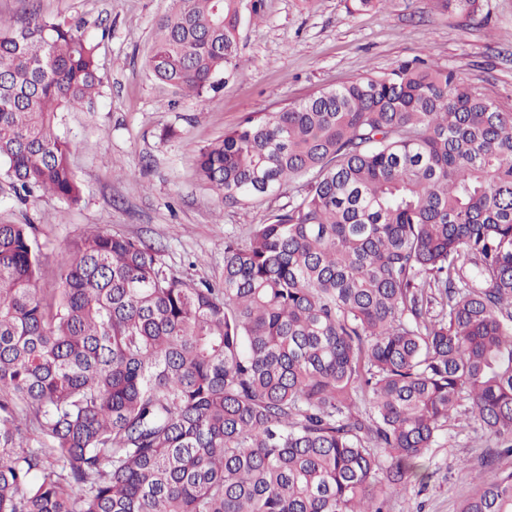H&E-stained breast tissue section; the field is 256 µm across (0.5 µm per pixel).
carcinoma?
Here are the masks:
<instances>
[{
	"label": "carcinoma",
	"mask_w": 512,
	"mask_h": 512,
	"mask_svg": "<svg viewBox=\"0 0 512 512\" xmlns=\"http://www.w3.org/2000/svg\"><path fill=\"white\" fill-rule=\"evenodd\" d=\"M172 2L145 66L203 99L256 3ZM97 50L78 23L0 17L18 198H82L54 124L93 109ZM197 172L226 205L305 180L224 240L214 282L94 226L46 291L33 225L0 222V512H384L462 411L483 471L458 512H512V112L402 62L246 116Z\"/></svg>",
	"instance_id": "carcinoma-1"
}]
</instances>
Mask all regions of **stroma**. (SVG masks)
I'll return each mask as SVG.
<instances>
[{"mask_svg":"<svg viewBox=\"0 0 512 512\" xmlns=\"http://www.w3.org/2000/svg\"><path fill=\"white\" fill-rule=\"evenodd\" d=\"M47 19L81 23L99 43L103 77L92 111L63 113L57 134L77 145L73 168L84 185L78 204L53 196L19 202L0 174V221L32 223L44 256L41 287L59 283L67 246L85 227L143 237L164 247L168 269L187 280L212 279L224 268V239H245L287 204L281 195L224 205L195 172L202 146L245 116L277 111L327 87L389 72L423 58L456 70L503 110L512 111V0H487L481 14L444 10L439 0H380L352 13L347 0H260V17L245 20L238 69L205 101L158 81L143 61L155 19L172 0H0V16L31 9ZM179 130L165 140L163 128ZM480 448L472 420L455 439L439 438L430 475L388 512H457L475 487Z\"/></svg>","mask_w":512,"mask_h":512,"instance_id":"1","label":"stroma"}]
</instances>
